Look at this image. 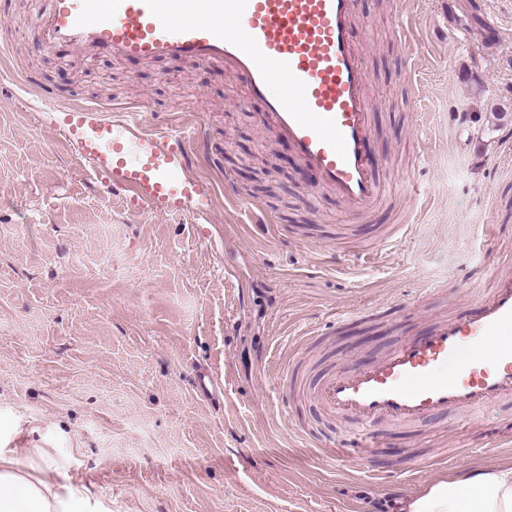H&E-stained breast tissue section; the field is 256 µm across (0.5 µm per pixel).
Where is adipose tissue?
<instances>
[{"label":"adipose tissue","mask_w":512,"mask_h":512,"mask_svg":"<svg viewBox=\"0 0 512 512\" xmlns=\"http://www.w3.org/2000/svg\"><path fill=\"white\" fill-rule=\"evenodd\" d=\"M26 448L0 451V512H83L86 486L57 479L56 463L41 455L37 467L21 465ZM400 512H512V462L472 464L463 475L426 482Z\"/></svg>","instance_id":"1"}]
</instances>
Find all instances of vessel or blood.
I'll return each mask as SVG.
<instances>
[{
	"label": "vessel or blood",
	"instance_id": "1",
	"mask_svg": "<svg viewBox=\"0 0 512 512\" xmlns=\"http://www.w3.org/2000/svg\"><path fill=\"white\" fill-rule=\"evenodd\" d=\"M353 21L354 0H51L40 28L47 49L224 65L322 185L365 212L384 187L367 153L372 106ZM78 113L72 147L113 190L152 210L194 199L198 216L208 217V185L186 174V136L147 130L135 118L114 121L92 106ZM192 386L223 404L224 384L207 370H195ZM312 395L353 423L340 435L312 437L313 454L360 463L378 454L379 422L467 417L512 397V279L491 277L458 315L322 377Z\"/></svg>",
	"mask_w": 512,
	"mask_h": 512
}]
</instances>
